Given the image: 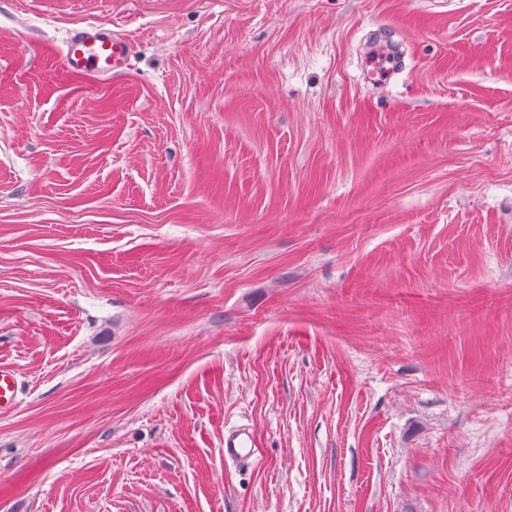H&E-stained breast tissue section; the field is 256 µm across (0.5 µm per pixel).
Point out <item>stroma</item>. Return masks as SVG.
I'll use <instances>...</instances> for the list:
<instances>
[{
  "instance_id": "stroma-1",
  "label": "stroma",
  "mask_w": 512,
  "mask_h": 512,
  "mask_svg": "<svg viewBox=\"0 0 512 512\" xmlns=\"http://www.w3.org/2000/svg\"><path fill=\"white\" fill-rule=\"evenodd\" d=\"M0 364V512H512V0H0ZM131 41L103 23L69 31L60 50L63 70L85 80H111L126 73ZM23 390L17 369L0 365V413L9 412L18 405ZM253 429L250 426H239L224 433V459L242 462L250 459L254 453Z\"/></svg>"
}]
</instances>
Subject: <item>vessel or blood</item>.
<instances>
[{
	"label": "vessel or blood",
	"mask_w": 512,
	"mask_h": 512,
	"mask_svg": "<svg viewBox=\"0 0 512 512\" xmlns=\"http://www.w3.org/2000/svg\"><path fill=\"white\" fill-rule=\"evenodd\" d=\"M132 49L131 41L112 32L105 24L95 23L69 31L60 50L63 70L90 80L122 77ZM24 384L17 369L0 365V413L13 410L20 401ZM254 434L251 427L239 426L224 434L225 459L242 462L252 457Z\"/></svg>",
	"instance_id": "b4317fda"
}]
</instances>
